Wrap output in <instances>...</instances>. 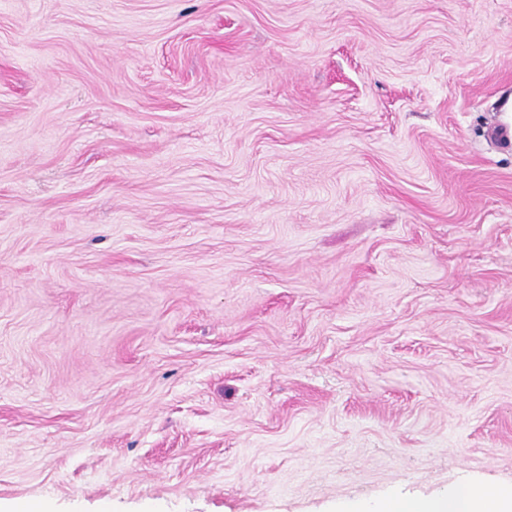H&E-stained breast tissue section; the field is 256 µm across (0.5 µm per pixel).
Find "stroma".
<instances>
[{
	"label": "stroma",
	"instance_id": "stroma-1",
	"mask_svg": "<svg viewBox=\"0 0 512 512\" xmlns=\"http://www.w3.org/2000/svg\"><path fill=\"white\" fill-rule=\"evenodd\" d=\"M510 94L512 0H0V503L511 484Z\"/></svg>",
	"mask_w": 512,
	"mask_h": 512
}]
</instances>
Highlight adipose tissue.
Segmentation results:
<instances>
[{
    "label": "adipose tissue",
    "mask_w": 512,
    "mask_h": 512,
    "mask_svg": "<svg viewBox=\"0 0 512 512\" xmlns=\"http://www.w3.org/2000/svg\"><path fill=\"white\" fill-rule=\"evenodd\" d=\"M371 512H512V484L462 481L440 495L381 499Z\"/></svg>",
    "instance_id": "adipose-tissue-1"
}]
</instances>
